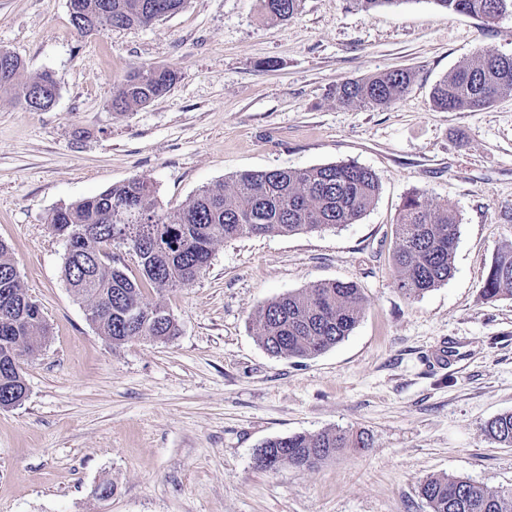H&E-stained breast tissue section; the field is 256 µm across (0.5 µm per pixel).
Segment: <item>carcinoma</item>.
Masks as SVG:
<instances>
[{"instance_id": "cac0c4a2", "label": "carcinoma", "mask_w": 512, "mask_h": 512, "mask_svg": "<svg viewBox=\"0 0 512 512\" xmlns=\"http://www.w3.org/2000/svg\"><path fill=\"white\" fill-rule=\"evenodd\" d=\"M187 0H69L76 13L74 28L86 32L112 27L149 26L181 11ZM450 13H465L487 23L512 11V0H433ZM300 0H263L267 17L292 18ZM22 61L0 48V92L13 91L28 102L35 89L58 91L48 72L19 81ZM176 81L167 68L144 67L126 76L112 96V110L122 113L164 96ZM406 70L348 80L332 89L342 104L384 108L409 91ZM512 94V55L487 52L457 67L432 89L433 106L445 111L479 112L503 95ZM379 190L374 172L355 162L298 170L247 171L229 185L198 191L177 213L159 206L154 185L132 177L100 194L54 210L48 223L65 238L81 233L77 253L65 254L62 274L76 295L91 306H112V314L92 319L99 333L114 345L133 336L165 340L176 324L164 306L144 302V286L186 287L208 266L214 246L227 239L267 233L296 234L356 223L373 205ZM393 264L400 288L420 295L446 282L459 224L448 208L434 209L418 193H410L395 227ZM135 253L139 276L127 273L118 252ZM487 299L512 295V248L495 257L483 283ZM0 401L23 399L20 362H11L12 345L22 340L40 347L48 334L40 306L19 279L11 248L0 242ZM364 309L362 289L355 282H325L283 294L260 305L252 316L261 346L278 357L306 359L343 341ZM495 443L512 447V413L485 426ZM262 469L291 466L311 469L343 448H367L364 433L324 430L269 440ZM419 495L431 512H512V488L492 490L469 479L430 476Z\"/></svg>"}]
</instances>
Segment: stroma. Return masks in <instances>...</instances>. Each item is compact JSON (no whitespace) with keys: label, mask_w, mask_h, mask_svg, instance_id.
I'll return each mask as SVG.
<instances>
[{"label":"stroma","mask_w":512,"mask_h":512,"mask_svg":"<svg viewBox=\"0 0 512 512\" xmlns=\"http://www.w3.org/2000/svg\"><path fill=\"white\" fill-rule=\"evenodd\" d=\"M0 47L22 78L47 70L58 86L44 111L0 94V241L49 330L22 364L25 400L0 410V512H430L431 475L512 488V448L485 432L512 412V296L482 294L512 247V94L479 112L431 104L479 53L512 54L511 14L488 25L434 0H301L272 22L262 0H188L146 27L82 35L68 0H0ZM146 65L176 72L171 91L114 112L119 83ZM397 69L413 82L390 107L329 95ZM346 161L379 180L367 213L218 243L190 286L146 291L177 324L168 341L112 345L62 276L48 215L131 177L173 213L246 171ZM413 191L459 224L451 277L417 296L392 264ZM333 281L365 299L347 338L308 359L263 349L259 305ZM333 429L370 445L311 470L257 465L267 441Z\"/></svg>","instance_id":"obj_1"}]
</instances>
